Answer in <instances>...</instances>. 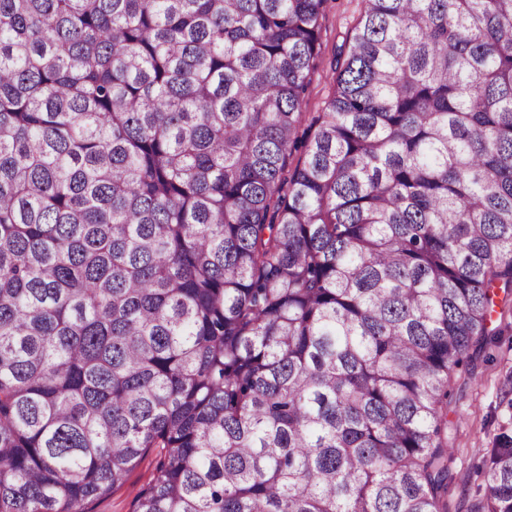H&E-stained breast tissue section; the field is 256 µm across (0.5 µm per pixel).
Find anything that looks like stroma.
<instances>
[{"label":"stroma","mask_w":512,"mask_h":512,"mask_svg":"<svg viewBox=\"0 0 512 512\" xmlns=\"http://www.w3.org/2000/svg\"><path fill=\"white\" fill-rule=\"evenodd\" d=\"M363 10L362 0H328L321 33L325 66L316 74L303 102L307 112L324 111L332 94L331 61ZM496 331L478 356L472 374L455 375L448 406V445L453 450L454 482L448 489V512H470L484 497L480 475L485 459L501 437L512 436V312L496 311ZM158 458L148 454L112 496L90 504L89 512H131V503L151 478Z\"/></svg>","instance_id":"35a3bbf8"}]
</instances>
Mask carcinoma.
I'll list each match as a JSON object with an SVG mask.
<instances>
[{
	"label": "carcinoma",
	"mask_w": 512,
	"mask_h": 512,
	"mask_svg": "<svg viewBox=\"0 0 512 512\" xmlns=\"http://www.w3.org/2000/svg\"><path fill=\"white\" fill-rule=\"evenodd\" d=\"M0 0V512H448L512 293V0ZM302 158L291 165L296 151ZM471 512H512V440ZM363 10L361 0H328L321 33L323 70L316 74L303 102L305 112H323L332 94L333 82L330 63L339 51L347 34L357 23ZM157 461L156 452H150L128 473L120 489L108 498L91 503L88 506L89 512H131L134 496L150 480Z\"/></svg>",
	"instance_id": "cac0c4a2"
}]
</instances>
